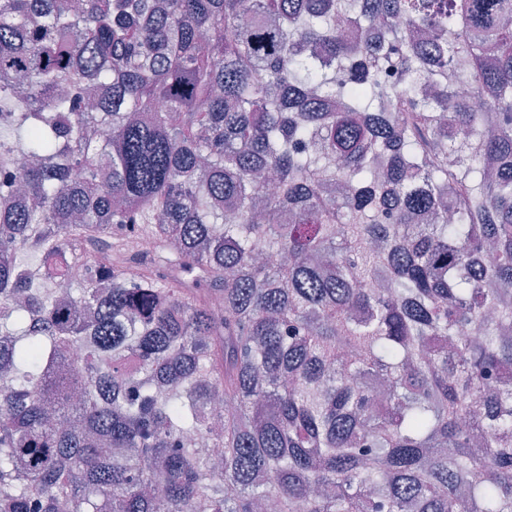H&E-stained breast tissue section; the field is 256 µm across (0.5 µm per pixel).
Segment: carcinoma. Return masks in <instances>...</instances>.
Listing matches in <instances>:
<instances>
[{"instance_id":"cac0c4a2","label":"carcinoma","mask_w":512,"mask_h":512,"mask_svg":"<svg viewBox=\"0 0 512 512\" xmlns=\"http://www.w3.org/2000/svg\"><path fill=\"white\" fill-rule=\"evenodd\" d=\"M510 365L512 0H0V512H512Z\"/></svg>"}]
</instances>
